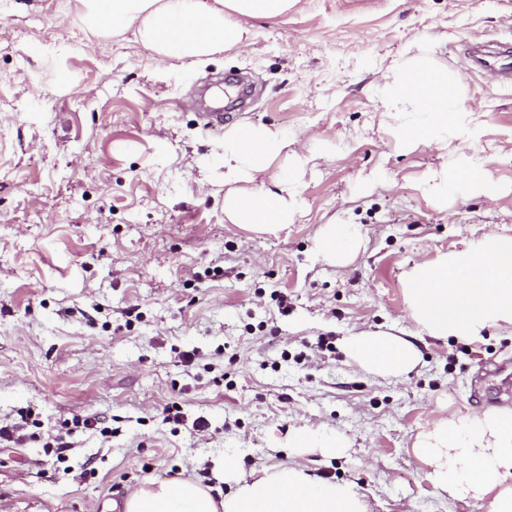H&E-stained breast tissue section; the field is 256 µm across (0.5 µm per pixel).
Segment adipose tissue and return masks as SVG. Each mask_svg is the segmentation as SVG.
<instances>
[{
  "mask_svg": "<svg viewBox=\"0 0 512 512\" xmlns=\"http://www.w3.org/2000/svg\"><path fill=\"white\" fill-rule=\"evenodd\" d=\"M91 31L134 36L160 62L211 55L246 44L249 18L276 19L292 0H83ZM389 129L406 148L435 147L447 154L454 142L473 141L480 124L460 104L461 79L424 58L395 67L376 86ZM288 176L269 181L277 161ZM309 159L288 149V140L263 124L241 123L224 134V221L259 233L294 223L301 210L298 187ZM427 196L449 192L497 198L500 186L488 159L463 153L452 165L434 169ZM358 225L329 222L317 242L322 258L346 265L359 250ZM412 321L433 339L476 341L488 327L512 328V236L485 234L463 249L416 263L404 275ZM345 349L368 374L392 378L419 361L418 347L390 332L361 331ZM412 454L438 494L471 500L487 512H512V409H487L465 416H441L419 432ZM123 512H367L348 485L313 479L298 465L267 466L234 491L213 494L193 477L148 480L122 502Z\"/></svg>",
  "mask_w": 512,
  "mask_h": 512,
  "instance_id": "ef3b65f1",
  "label": "adipose tissue"
}]
</instances>
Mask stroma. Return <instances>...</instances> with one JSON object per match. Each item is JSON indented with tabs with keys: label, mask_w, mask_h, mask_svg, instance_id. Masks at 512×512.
Instances as JSON below:
<instances>
[{
	"label": "stroma",
	"mask_w": 512,
	"mask_h": 512,
	"mask_svg": "<svg viewBox=\"0 0 512 512\" xmlns=\"http://www.w3.org/2000/svg\"><path fill=\"white\" fill-rule=\"evenodd\" d=\"M83 11L0 0V423L27 417L31 434L0 446V512H110L151 479L215 484L227 454L238 480L298 462L368 512H484L438 495L411 446L436 417L512 407V333L418 342L419 363L388 380L344 341L416 335L403 273L512 235V86L467 68L473 44L512 48V0H294L202 65H155ZM418 56L460 74L482 124L461 150L489 158L496 200L436 204L423 185L437 151L389 133L375 82ZM238 76L253 96L225 128H277L311 158L304 211L275 234L224 221V134L204 129L200 95ZM335 218L363 237L342 267L316 250ZM302 428L351 446L289 451Z\"/></svg>",
	"instance_id": "stroma-1"
}]
</instances>
